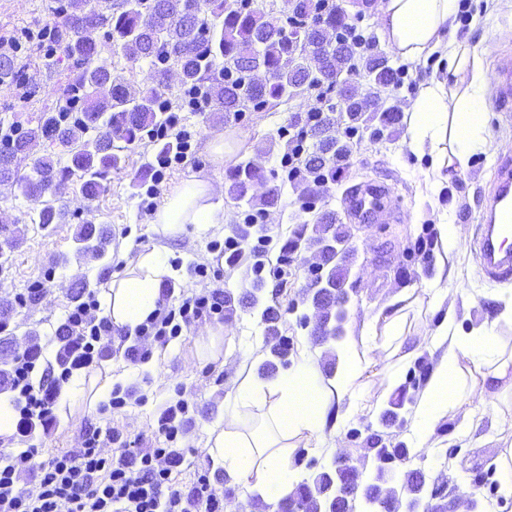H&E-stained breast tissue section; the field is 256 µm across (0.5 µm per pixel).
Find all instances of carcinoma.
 I'll list each match as a JSON object with an SVG mask.
<instances>
[{"instance_id": "cac0c4a2", "label": "carcinoma", "mask_w": 512, "mask_h": 512, "mask_svg": "<svg viewBox=\"0 0 512 512\" xmlns=\"http://www.w3.org/2000/svg\"><path fill=\"white\" fill-rule=\"evenodd\" d=\"M59 9L65 29L76 35L64 47L76 70L66 89L64 111L71 112V104H78V123L71 125L60 113L48 112L37 128L0 146V175L7 174L28 197L55 192L69 181L79 183L83 196H98L107 191L108 177L120 163L112 153V140L133 145L166 123V113L160 109L164 81L136 89L113 75L107 64L95 62L96 42L79 35L89 20L108 28L113 46L127 58L150 60L163 78L174 70L186 90L204 91L226 119L250 108L260 109L271 100L293 98L304 87L336 94L339 106H329L309 126L312 144L297 158L300 168L317 176L306 182L302 192V211L312 217L299 221L282 253L311 251L319 260L302 302L315 311L317 342H328L332 333L342 340L354 250L336 213H314V200L336 183L351 154L348 142L336 139L334 112L345 113L350 136L362 127L382 135L399 122L400 112L375 111L369 97L358 96L354 82L365 78L376 87H388L400 80L398 70L378 52L360 64L355 61L347 34L348 16L336 0H283L276 15L255 5L245 7L239 0H62ZM100 125L105 132L81 141L86 131ZM41 140L70 149L71 164L58 168L51 156L43 155L36 159L31 176L17 177L5 168L17 155L32 153ZM226 179L230 198L249 212L273 208L281 199L280 185L267 187L259 197L250 194L255 184L266 180L263 168L252 160L236 165ZM76 240L80 254L94 259L104 256L106 240L94 224L84 223ZM261 318L265 336L272 342L271 354L286 363L288 340L279 333L278 309L267 306ZM409 400L407 388L399 387L381 414L382 425L395 422ZM368 442V453L380 462L375 471L364 475L336 457L314 477L298 482L280 501V512H358L360 502L363 512H403L412 502L426 503L429 512H448L445 483L431 479L420 468L395 469V462L410 461L411 449L401 444L390 448L377 435Z\"/></svg>"}]
</instances>
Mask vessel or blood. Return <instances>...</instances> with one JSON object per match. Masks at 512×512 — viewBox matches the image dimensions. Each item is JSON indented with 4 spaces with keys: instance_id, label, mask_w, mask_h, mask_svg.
<instances>
[{
    "instance_id": "vessel-or-blood-1",
    "label": "vessel or blood",
    "mask_w": 512,
    "mask_h": 512,
    "mask_svg": "<svg viewBox=\"0 0 512 512\" xmlns=\"http://www.w3.org/2000/svg\"><path fill=\"white\" fill-rule=\"evenodd\" d=\"M496 98L500 111L512 112V57L499 63ZM496 168L499 188L486 208L480 252L486 273L505 279L512 276V160H497ZM344 195L348 211L359 223H379L389 211L390 191L384 185H355Z\"/></svg>"
}]
</instances>
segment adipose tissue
<instances>
[{"mask_svg":"<svg viewBox=\"0 0 512 512\" xmlns=\"http://www.w3.org/2000/svg\"><path fill=\"white\" fill-rule=\"evenodd\" d=\"M459 9V0H378L377 6L379 31L398 56L447 64V77L435 75L420 86L408 118L409 144L426 162L420 173L430 199L447 181L449 169L466 170L489 138V73L475 49L445 36ZM222 197V184L190 174L165 194L152 222L169 235L186 224L223 223ZM172 273L167 258L156 249L128 260L125 273L110 279L102 294L103 314L113 333L135 332L158 310L162 283ZM447 298L444 288L427 289L422 298L408 293L393 297L373 321L362 325V361L346 365L342 384H355L368 367L394 356L402 362L415 360L428 345L440 356L417 404L422 438L433 436L442 420L455 416L472 398L495 405L499 423L512 428V408L498 406L512 394V352L486 356V349L496 344L490 328L458 335L456 310L446 307ZM416 306L420 314L408 321L409 310ZM327 412L318 371L311 363L299 364L280 376L270 392L241 384L232 405L210 430L208 453L215 466L251 481L267 501L279 503L294 488L291 449L334 437Z\"/></svg>","mask_w":512,"mask_h":512,"instance_id":"obj_1","label":"adipose tissue"}]
</instances>
